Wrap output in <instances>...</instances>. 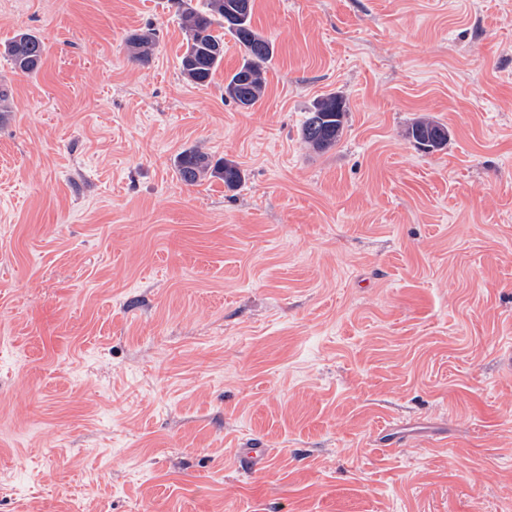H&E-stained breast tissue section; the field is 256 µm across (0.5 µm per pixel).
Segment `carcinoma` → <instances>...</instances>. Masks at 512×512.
Instances as JSON below:
<instances>
[{
  "label": "carcinoma",
  "mask_w": 512,
  "mask_h": 512,
  "mask_svg": "<svg viewBox=\"0 0 512 512\" xmlns=\"http://www.w3.org/2000/svg\"><path fill=\"white\" fill-rule=\"evenodd\" d=\"M253 0H207L203 9L180 10V20L187 34L186 49L181 57L183 78L196 86H207L224 61V35H230L245 51L241 66L224 78V96L239 107L249 109L261 99L265 90V65L271 63L273 44L252 26ZM133 59L145 65L154 50V34L148 30L131 35L128 41ZM3 54L9 58L15 72L24 75L37 73L45 60L47 47L36 35L17 33L4 45ZM349 108L336 94L318 99L306 113L301 135L312 149H330L340 141ZM448 128L427 118L414 120L406 137L417 147L428 151L442 149L448 143ZM178 178L186 185H196L216 178L229 190L236 189L244 175L232 160H213L198 147L182 150L174 159Z\"/></svg>",
  "instance_id": "obj_1"
}]
</instances>
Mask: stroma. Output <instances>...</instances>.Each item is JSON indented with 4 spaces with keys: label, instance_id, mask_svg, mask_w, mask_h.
I'll return each mask as SVG.
<instances>
[{
    "label": "stroma",
    "instance_id": "stroma-1",
    "mask_svg": "<svg viewBox=\"0 0 512 512\" xmlns=\"http://www.w3.org/2000/svg\"><path fill=\"white\" fill-rule=\"evenodd\" d=\"M252 25L275 57L243 110L232 37L181 76L175 0H0V42L47 46L33 76L0 57V512H512V0ZM189 146L241 186L181 182ZM151 30L141 31L131 35L128 41L129 47L133 52V59L139 64H148L151 60L154 50V34ZM349 108L346 101L336 94H326L318 99L306 113L301 135L313 150L330 149L340 141ZM448 128L427 118L414 120L406 130V137L417 147L428 151L442 149L448 143Z\"/></svg>",
    "mask_w": 512,
    "mask_h": 512
}]
</instances>
